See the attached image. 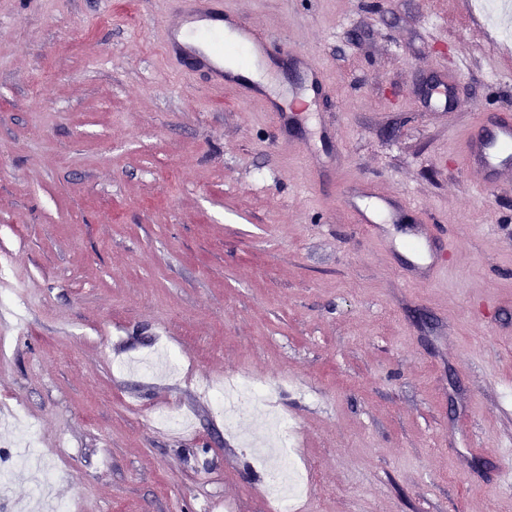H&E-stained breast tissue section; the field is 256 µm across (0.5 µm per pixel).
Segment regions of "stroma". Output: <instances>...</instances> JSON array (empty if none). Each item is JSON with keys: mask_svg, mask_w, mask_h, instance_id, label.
<instances>
[{"mask_svg": "<svg viewBox=\"0 0 512 512\" xmlns=\"http://www.w3.org/2000/svg\"><path fill=\"white\" fill-rule=\"evenodd\" d=\"M223 3L288 125L164 58L178 0H0V457L39 453L0 512H273L276 413L290 512H512V188L463 160L478 112L512 124V40L478 0ZM235 378L272 403L228 424ZM273 438L275 448L274 474L269 485L271 489L279 488L287 479L291 477V470L283 468V463L287 460L291 447V431L288 420L284 417H278L273 427Z\"/></svg>", "mask_w": 512, "mask_h": 512, "instance_id": "35a3bbf8", "label": "stroma"}]
</instances>
